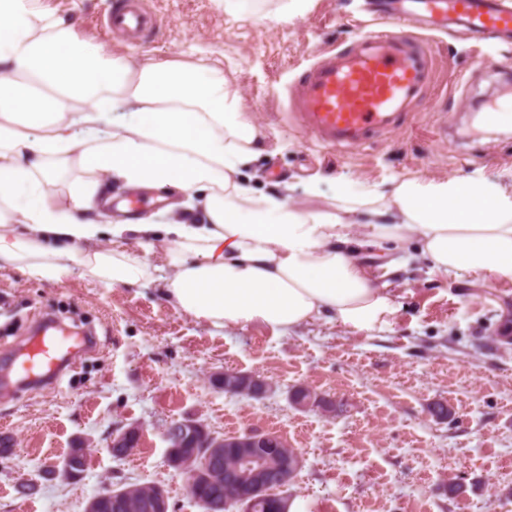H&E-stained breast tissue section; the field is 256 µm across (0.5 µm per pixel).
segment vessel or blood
Here are the masks:
<instances>
[{
  "instance_id": "obj_1",
  "label": "vessel or blood",
  "mask_w": 512,
  "mask_h": 512,
  "mask_svg": "<svg viewBox=\"0 0 512 512\" xmlns=\"http://www.w3.org/2000/svg\"><path fill=\"white\" fill-rule=\"evenodd\" d=\"M435 31L452 23L476 41L512 40V0H381L368 11L363 32L347 49H329L303 73L289 94L297 125L329 148L360 149L373 135L398 129L401 117L419 100L434 76L430 50L408 36L410 22ZM159 23L145 0H114L104 30L131 45L149 39ZM480 120L512 125V98L490 104ZM78 346V335L48 324L32 353L23 358L24 374L56 373Z\"/></svg>"
}]
</instances>
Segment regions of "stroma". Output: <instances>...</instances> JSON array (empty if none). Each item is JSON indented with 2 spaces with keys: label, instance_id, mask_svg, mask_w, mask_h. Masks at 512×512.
I'll return each mask as SVG.
<instances>
[{
  "label": "stroma",
  "instance_id": "35a3bbf8",
  "mask_svg": "<svg viewBox=\"0 0 512 512\" xmlns=\"http://www.w3.org/2000/svg\"><path fill=\"white\" fill-rule=\"evenodd\" d=\"M113 0H40L112 55L148 60H220L240 111L263 128L249 172L255 188L286 179L345 183L359 191L420 175L512 176V128L480 123L486 101L512 83V44L482 45L459 31L432 39L435 83L394 132L365 148H322L290 115L284 87L324 50L350 47L354 0H309L278 23L283 0H256L231 15L222 0H147L161 19L154 38L132 46L107 36L100 18ZM483 54L504 71L479 63ZM399 307L390 328L350 333L322 319L277 336L258 325L218 328L177 311L157 287L110 286L88 277L37 282L0 269V377L13 374L29 333L53 314L91 327L97 345L75 352L57 386L20 383L0 391V512H85L105 486H162L170 512H204L165 457L163 432L193 418L218 434L248 430L284 437L302 467L283 488L299 512H512V283L442 276L417 261L391 279ZM257 374L264 399L229 395L214 375ZM299 385L342 403L326 416L290 401ZM446 402L436 420L430 406ZM139 424L127 457L113 433ZM88 450L80 480L50 475L69 448ZM36 487L19 493L20 483ZM459 482L462 494L446 486Z\"/></svg>",
  "mask_w": 512,
  "mask_h": 512
}]
</instances>
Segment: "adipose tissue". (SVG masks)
<instances>
[{
  "mask_svg": "<svg viewBox=\"0 0 512 512\" xmlns=\"http://www.w3.org/2000/svg\"><path fill=\"white\" fill-rule=\"evenodd\" d=\"M263 140L220 61L133 64L38 0H0L1 269L156 283L195 319L278 336L324 318L386 330L388 278L417 257L512 282V178L408 176L357 194L340 183L339 210L306 209L294 185L260 191L245 176ZM116 185L181 194L183 214L104 223ZM364 238L392 244L381 270L363 262ZM157 249L173 270L163 279L147 259Z\"/></svg>",
  "mask_w": 512,
  "mask_h": 512,
  "instance_id": "ef3b65f1",
  "label": "adipose tissue"
}]
</instances>
